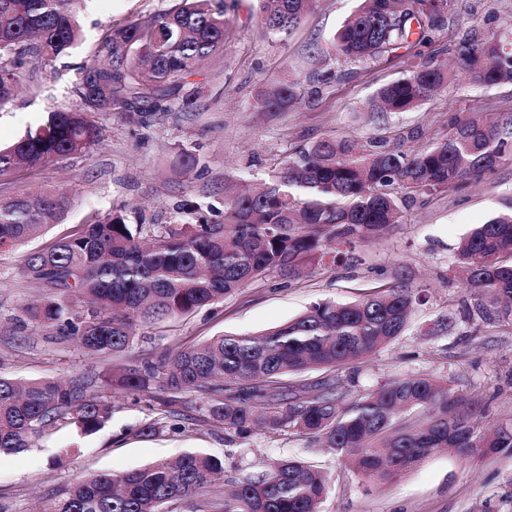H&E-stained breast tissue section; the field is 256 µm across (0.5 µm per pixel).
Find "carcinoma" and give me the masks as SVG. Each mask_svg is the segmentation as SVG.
<instances>
[{
	"label": "carcinoma",
	"mask_w": 512,
	"mask_h": 512,
	"mask_svg": "<svg viewBox=\"0 0 512 512\" xmlns=\"http://www.w3.org/2000/svg\"><path fill=\"white\" fill-rule=\"evenodd\" d=\"M74 2L0 0L1 105L16 87L15 56L30 50L49 62L78 39ZM316 2L260 0L258 18L269 33H286ZM448 2L361 0L333 37L336 55L364 64L412 36L424 43L442 26ZM228 23L212 0H177L147 21L107 28L76 88L80 104L49 113L44 124L0 148V179L91 146L101 135L97 114L188 103L181 80L223 48ZM455 58L453 71L425 62L383 85L372 110H412L461 75L483 86L512 82V41L498 35L458 43ZM300 99L298 83L288 81L260 105L276 112ZM511 158L512 115L492 124L460 117L447 139L412 155L380 141L320 140L288 155L259 186H224L221 224H129L115 210L26 253L19 273L48 294L9 323L19 333L40 328L90 354L114 356L133 344L142 324L220 302L273 270L294 277L329 243L379 236L402 217V202L389 190L396 183L413 194L449 192ZM71 204L60 189L0 196V258L58 222ZM457 264L471 294L493 293L506 302L501 313L512 316V209L476 225L458 246ZM419 301L396 286L353 302H316L260 335L222 334L197 347H172L156 362L111 373L92 393L98 380L89 376L68 382L0 376V455L31 447L61 424L98 431L112 417L105 389L117 384L134 396L153 386L169 394L161 401L166 421L143 425L142 435L180 430L179 394L192 391L201 396L204 417L224 433L244 439L256 428L291 429L334 449L366 480L399 475L442 449L465 459L512 456V418L487 433L481 398L465 399L426 375L386 381L351 402L332 377L289 390L277 386L284 375L348 366L390 344ZM222 478L224 461L187 452L175 462L90 475L47 495L41 512H168L169 504L194 497L211 512H322L328 494L323 472L299 457L233 480L234 490L222 499L209 497Z\"/></svg>",
	"instance_id": "obj_1"
}]
</instances>
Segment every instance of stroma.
<instances>
[{
  "instance_id": "35a3bbf8",
  "label": "stroma",
  "mask_w": 512,
  "mask_h": 512,
  "mask_svg": "<svg viewBox=\"0 0 512 512\" xmlns=\"http://www.w3.org/2000/svg\"><path fill=\"white\" fill-rule=\"evenodd\" d=\"M175 0H80L78 41L49 63L27 56L17 65L13 99L0 107V147L43 124L49 112L75 108V88L108 27L145 21ZM359 0H318L288 33L271 36L257 19L256 0L228 7L224 49L192 81L199 92L190 105L173 103L139 121L120 109L100 115L101 140L80 153L17 171L1 193L55 187L73 203L60 223L27 243V250L122 210L131 224H198L224 219V182L267 179L295 147L329 137L372 138L406 153L447 138L453 118H495L512 113V83L485 87L460 79L409 112L379 117L371 102L382 85L426 60L449 63L456 44L487 30L512 32V0H450L444 25L425 45L400 48L371 64L337 60L333 35ZM331 80L320 81L324 72ZM297 80L298 104L265 112L259 100L277 84ZM197 156L192 169L177 165L180 152ZM403 216L378 239L357 245L350 260L324 257L300 275L270 272L222 302L138 327L128 352L93 356L73 341L38 330L10 333L7 321L44 289L20 275L19 255L0 260V376L66 381L103 375L113 367L159 358L170 346L200 344L220 334L255 335L324 301L348 302L378 286L402 285L419 294L404 335L340 379H354L355 394L405 375L420 373L448 382L458 395H482L487 424L512 417V320L496 316L490 296L466 290L456 267L457 247L474 226L512 201V161L458 190L409 198L403 185ZM492 320H484V313ZM451 318L447 334L431 332ZM115 410L104 428L80 433L61 425L32 448L0 456V504L8 512H34L51 490L98 472H126L160 458L198 449L224 461L225 476L262 470L274 460L305 457L330 479L323 512H512V457L461 459L443 451L388 481L365 482L334 452L305 435L262 430L229 442L223 428L198 419L197 394L183 402L193 423L185 431L155 436L137 430L157 418L158 401L134 400L114 392Z\"/></svg>"
}]
</instances>
